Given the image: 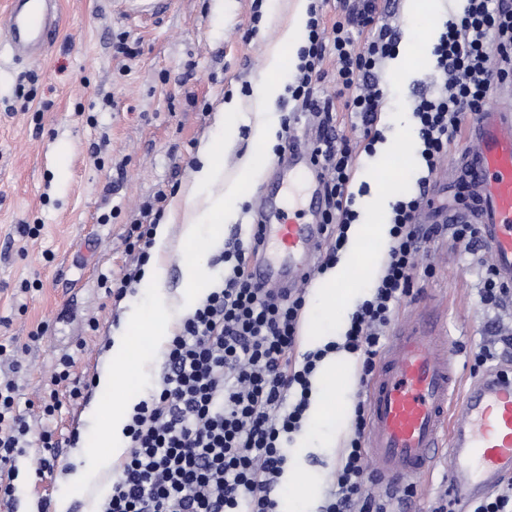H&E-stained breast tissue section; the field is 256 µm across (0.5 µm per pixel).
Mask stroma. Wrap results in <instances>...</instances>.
Listing matches in <instances>:
<instances>
[{
  "instance_id": "1",
  "label": "stroma",
  "mask_w": 512,
  "mask_h": 512,
  "mask_svg": "<svg viewBox=\"0 0 512 512\" xmlns=\"http://www.w3.org/2000/svg\"><path fill=\"white\" fill-rule=\"evenodd\" d=\"M381 22L397 34L398 53L380 69L384 91L373 153L361 154L352 191L358 221L384 222L388 205L372 208L380 192L378 172L395 173L391 199L416 192L420 156L388 150L410 119L411 102L427 93L429 48L442 20L461 9L459 0H435L430 14L413 11L408 0H379ZM290 0H59V30L37 61L0 57V337L14 338L18 355L0 356V377L18 389L17 409L31 425L25 447L0 466L15 487L0 512H37L39 501L64 504L66 512H98L108 488L69 484L66 473L92 469L98 433L111 397L99 388L72 399L79 382L97 378L112 330L127 310L100 288L106 273L121 278L132 257L125 249L131 224L158 192L174 199L192 178L201 146L223 137L215 114L231 99L248 101L263 79L264 51L289 16ZM126 39L138 53L125 58L112 44ZM420 64H413V57ZM469 147L466 135L448 146L432 187L433 206L423 207L422 224L447 223L461 214L457 159ZM282 169L269 159L266 173L248 191L232 237L263 222L260 192L278 193L284 206L301 209L303 187L282 188ZM39 225L37 236L23 225ZM430 276L417 279L414 295L391 317L396 333L425 302L440 311L453 344L460 386L473 379L471 355L487 344L505 352L512 337V303L483 306L477 294L478 266L451 239L424 244ZM39 341L30 334L37 326ZM74 357L69 380L52 384L62 355ZM56 393L59 407L41 415L42 396ZM313 443L291 469L315 478L312 490L289 500L278 487V512H317L350 434V419L337 415L335 445L325 448L323 425L304 422ZM51 431L58 465L40 472Z\"/></svg>"
}]
</instances>
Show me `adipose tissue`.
I'll return each mask as SVG.
<instances>
[{
    "label": "adipose tissue",
    "mask_w": 512,
    "mask_h": 512,
    "mask_svg": "<svg viewBox=\"0 0 512 512\" xmlns=\"http://www.w3.org/2000/svg\"><path fill=\"white\" fill-rule=\"evenodd\" d=\"M310 4L311 0H291L289 18L280 25L275 43L265 52V78L252 102L249 145L233 173L224 172V154L237 143V132L228 124L239 108L234 99L225 102L216 115L217 121L227 124L224 137L200 150L199 166L192 182L154 231V246L142 267V285L151 290L152 301L147 306L127 311L114 328L106 364L97 378L99 387L118 390L123 395L122 401L113 403L109 420L99 432L100 473L110 472L113 462L125 453L128 438L124 429L137 403L138 385L148 364L201 298L206 275L198 260L199 254L221 248L225 227L237 222L247 191L259 181V153L277 141L280 117L275 106L284 92L282 51L298 48V34L307 24ZM389 230L386 224L351 225L348 248L314 285L316 299L323 305L324 312L309 314L307 318L305 333L310 349L324 347L335 336L336 307L346 303L349 297L347 284L351 273L371 279L380 275ZM175 246L185 251L187 257L181 266L180 285L171 291L166 287L168 255ZM356 363V356L343 350L328 353L319 363L307 411L310 421L335 424L336 390L353 377Z\"/></svg>",
    "instance_id": "ef3b65f1"
}]
</instances>
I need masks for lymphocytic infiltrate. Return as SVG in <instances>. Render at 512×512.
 Returning <instances> with one entry per match:
<instances>
[{"instance_id": "1", "label": "lymphocytic infiltrate", "mask_w": 512, "mask_h": 512, "mask_svg": "<svg viewBox=\"0 0 512 512\" xmlns=\"http://www.w3.org/2000/svg\"><path fill=\"white\" fill-rule=\"evenodd\" d=\"M337 8L340 19L328 29L322 4L315 0L310 6L308 34L288 87L297 109L282 122L288 131L303 113L324 114L326 131L309 144L321 175L322 220L331 242L318 258L321 270L335 261L358 219L350 190L355 158L372 152L379 137L383 90L377 73L397 45L391 27L379 21L377 0H338ZM430 54L434 90L412 107L423 161L418 191L390 206L384 271L372 295L350 314L342 344L359 354L365 383L387 345L393 311L413 292L422 244L447 232L465 253L480 249L479 225H424L416 214L449 143L466 120L478 119L493 84L512 82V0H463L460 14L443 22ZM328 58L339 76L336 95L360 131L358 142L328 131L332 102L317 96ZM161 218L148 208L133 224L127 249L135 265L119 283L103 282L115 299L139 280ZM260 249L254 234L226 243L224 276L170 339L160 384L135 408L126 427L129 450L99 512H273L288 443L303 426L311 378L324 353L296 352L304 290L277 295L251 281L248 267ZM16 405L14 383L0 381V461L5 463L30 430ZM368 424L367 406L357 402L351 438L322 512H389L387 499L366 486Z\"/></svg>"}]
</instances>
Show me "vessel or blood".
Returning <instances> with one entry per match:
<instances>
[{"label":"vessel or blood","instance_id":"1","mask_svg":"<svg viewBox=\"0 0 512 512\" xmlns=\"http://www.w3.org/2000/svg\"><path fill=\"white\" fill-rule=\"evenodd\" d=\"M52 3L11 0L6 27L12 57L42 56L59 25ZM469 139L465 163L474 216L499 278L512 283V112H482ZM284 165L289 183L307 186L315 177L302 147L290 148ZM319 237V225L278 210L274 223L264 227V242L287 252L288 271L260 265L251 270L254 279L276 291L305 283ZM448 352V338L430 306L393 337L367 386L368 459L389 486L426 479L438 464H447L452 492L465 501L512 478V382L489 375L456 399V368Z\"/></svg>","mask_w":512,"mask_h":512}]
</instances>
